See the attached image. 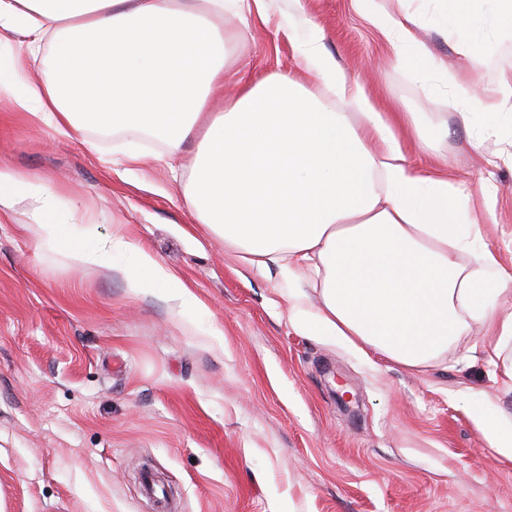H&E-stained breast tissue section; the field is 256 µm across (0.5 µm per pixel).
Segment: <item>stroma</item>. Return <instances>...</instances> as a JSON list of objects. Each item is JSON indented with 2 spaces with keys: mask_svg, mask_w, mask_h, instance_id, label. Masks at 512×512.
<instances>
[{
  "mask_svg": "<svg viewBox=\"0 0 512 512\" xmlns=\"http://www.w3.org/2000/svg\"><path fill=\"white\" fill-rule=\"evenodd\" d=\"M266 9L264 22L224 16L237 79L281 69L320 92L282 31L291 18L316 24L374 111L413 113L431 135L511 266L512 125L493 136L462 126L448 80L490 93L512 76V42L472 70L433 29L419 30L437 61L427 93L351 0ZM129 150L141 155L133 174ZM161 151L90 128L63 136L0 101V165L77 199L100 235L149 252L211 314L185 320L175 301L134 291L120 271L40 247L25 210L1 220L0 512H157L141 487L147 469L172 491L174 512H512V461L471 417L485 403L512 414V343L490 361L494 339L476 327L409 369L298 334L287 281L195 221ZM212 322L221 335H209Z\"/></svg>",
  "mask_w": 512,
  "mask_h": 512,
  "instance_id": "1",
  "label": "stroma"
}]
</instances>
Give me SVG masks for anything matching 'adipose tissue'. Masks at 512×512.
Returning <instances> with one entry per match:
<instances>
[{"label":"adipose tissue","mask_w":512,"mask_h":512,"mask_svg":"<svg viewBox=\"0 0 512 512\" xmlns=\"http://www.w3.org/2000/svg\"><path fill=\"white\" fill-rule=\"evenodd\" d=\"M430 2L422 13L353 0L399 66L431 58L416 36L426 23L475 69L512 40V0ZM228 11L260 16L265 0H0V98L64 135L92 127L154 137L161 161L188 175V210L225 247L288 281L316 274V302L300 290L288 295L302 335L409 368L437 359L476 324L512 342V314L496 311L512 290V267L484 242L471 192L447 162L409 160L395 123L371 111L314 24L285 33L325 95L276 71L210 111L224 85ZM28 58L40 59L35 72H26ZM454 97L462 124L512 119V78L481 99L459 82ZM347 107L357 109V124L347 122ZM21 206L40 240L73 262L121 271L130 287L168 293L184 318L199 315L195 296L151 254L117 236L98 240L91 220L80 236L67 235L58 215L77 212L78 201L1 165L0 215ZM463 254L469 264L459 263ZM472 418L488 447L512 460V416L484 406Z\"/></svg>","instance_id":"1"}]
</instances>
